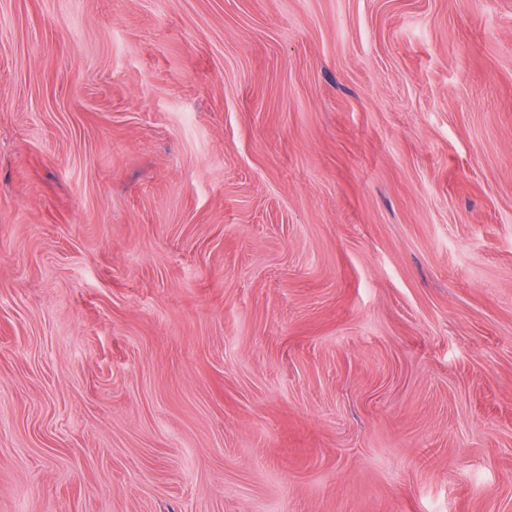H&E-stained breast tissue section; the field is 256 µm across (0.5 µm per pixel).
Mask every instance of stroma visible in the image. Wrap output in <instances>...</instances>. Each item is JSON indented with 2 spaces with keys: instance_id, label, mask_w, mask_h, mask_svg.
<instances>
[{
  "instance_id": "stroma-1",
  "label": "stroma",
  "mask_w": 512,
  "mask_h": 512,
  "mask_svg": "<svg viewBox=\"0 0 512 512\" xmlns=\"http://www.w3.org/2000/svg\"><path fill=\"white\" fill-rule=\"evenodd\" d=\"M0 512H512V0H0Z\"/></svg>"
}]
</instances>
